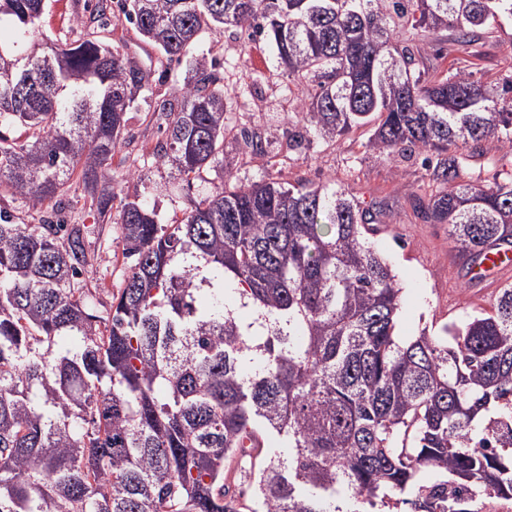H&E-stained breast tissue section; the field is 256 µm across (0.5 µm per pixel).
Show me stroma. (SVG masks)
Listing matches in <instances>:
<instances>
[{"mask_svg": "<svg viewBox=\"0 0 512 512\" xmlns=\"http://www.w3.org/2000/svg\"><path fill=\"white\" fill-rule=\"evenodd\" d=\"M89 0H47L45 21L28 42L42 48L55 41L96 38L121 46L130 60L145 69L157 66L158 50L142 40L124 18L111 17L102 26L87 12ZM412 47L429 58L438 70L460 67L475 72L481 81L512 76V21H502L490 35L481 36L475 53L457 49L447 31L426 32L412 40ZM211 62L221 85L230 91L224 163L207 167L186 183L174 179L147 151L165 137L146 113L155 95L181 97L194 61ZM311 87L295 83L280 65L275 47L264 39L248 40L245 32L230 27L221 36L204 35L190 49L184 62L172 64L154 81L151 95L138 98L127 114L128 143L122 144L112 162L121 173L118 197L148 196L162 223L180 220L191 204L225 181L252 184L262 181L305 179L313 184L349 186L361 206L384 204L386 211L371 245L390 263L402 289L396 334L407 340L421 330L440 334L444 325L490 308L500 288L512 283V270L465 284L463 259L457 257L444 224L425 222L408 204L410 194L426 186L424 157L384 159L365 151L367 129L326 144L306 136L301 147H289V137L300 127ZM260 129L266 155L249 159L240 130ZM512 170V149L487 145L483 154L469 159L465 179L490 184ZM67 224L81 225L87 265L83 280L97 284V314L109 311L112 297L121 288L128 264L122 255L118 225L104 219L90 204L82 185L71 188L63 200Z\"/></svg>", "mask_w": 512, "mask_h": 512, "instance_id": "obj_1", "label": "stroma"}]
</instances>
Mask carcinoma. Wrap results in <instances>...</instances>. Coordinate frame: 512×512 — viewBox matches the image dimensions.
I'll use <instances>...</instances> for the list:
<instances>
[{
    "mask_svg": "<svg viewBox=\"0 0 512 512\" xmlns=\"http://www.w3.org/2000/svg\"><path fill=\"white\" fill-rule=\"evenodd\" d=\"M178 62L203 33L265 36L288 76L317 92L302 116L325 143L359 128L373 153L428 152L430 192L413 209L448 225L473 264L512 246V172L466 182V154L512 148V79L430 76L393 39L380 0H116ZM413 29H451L469 47L512 20V0H396ZM45 0H0V191L42 209L82 182L112 211V159L152 71L95 39L60 43L52 64L24 44ZM227 95L196 68L152 157L189 181L224 162ZM381 211L342 186L224 184L174 224L125 200L115 218L132 260L112 313L79 226L0 214V512H239L224 463L275 448L247 512H363L415 487L411 512H471L512 500V285L442 336L395 335L401 288L367 241ZM57 336L77 345L57 352Z\"/></svg>",
    "mask_w": 512,
    "mask_h": 512,
    "instance_id": "1",
    "label": "carcinoma"
}]
</instances>
